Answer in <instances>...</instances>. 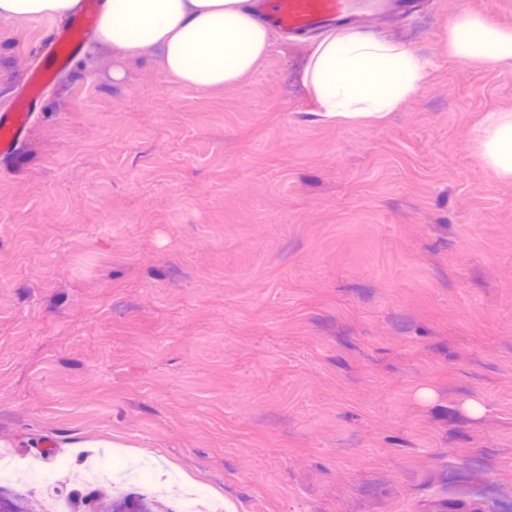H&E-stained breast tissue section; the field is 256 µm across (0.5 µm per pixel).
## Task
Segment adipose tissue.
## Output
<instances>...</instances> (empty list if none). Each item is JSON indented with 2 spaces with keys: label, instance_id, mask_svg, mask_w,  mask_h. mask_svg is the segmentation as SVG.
I'll return each instance as SVG.
<instances>
[{
  "label": "adipose tissue",
  "instance_id": "ef3b65f1",
  "mask_svg": "<svg viewBox=\"0 0 512 512\" xmlns=\"http://www.w3.org/2000/svg\"><path fill=\"white\" fill-rule=\"evenodd\" d=\"M81 6L82 0H0V18L63 19ZM95 37L130 58L159 49L166 72L197 92L236 85L276 48L250 0H102ZM443 42L462 63H512V29L480 12H457ZM433 64L405 42L343 26L312 49L303 80L322 120L379 122L423 87ZM472 146L494 178L512 181L511 112L485 113Z\"/></svg>",
  "mask_w": 512,
  "mask_h": 512
}]
</instances>
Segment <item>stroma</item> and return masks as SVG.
Segmentation results:
<instances>
[{
    "instance_id": "35a3bbf8",
    "label": "stroma",
    "mask_w": 512,
    "mask_h": 512,
    "mask_svg": "<svg viewBox=\"0 0 512 512\" xmlns=\"http://www.w3.org/2000/svg\"><path fill=\"white\" fill-rule=\"evenodd\" d=\"M464 6L512 28V0L362 6L436 59L379 123L315 115L308 37L203 93L85 40L0 158L6 491L44 502L30 466L92 439L178 474L176 510L200 486L224 512H512V181L470 141L512 65L441 55ZM59 27L0 21V111Z\"/></svg>"
}]
</instances>
